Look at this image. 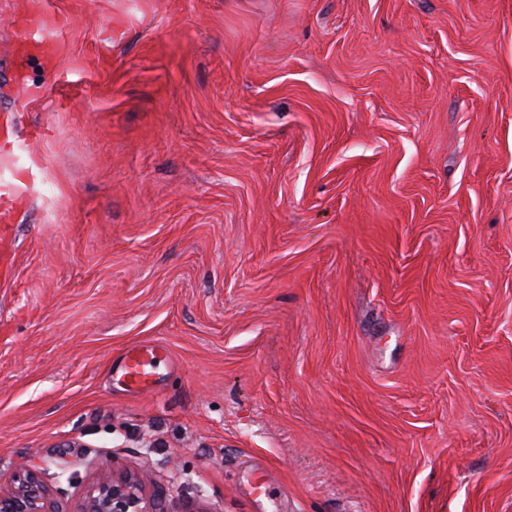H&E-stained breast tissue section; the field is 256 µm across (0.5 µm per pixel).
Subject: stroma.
Listing matches in <instances>:
<instances>
[{"label": "stroma", "mask_w": 512, "mask_h": 512, "mask_svg": "<svg viewBox=\"0 0 512 512\" xmlns=\"http://www.w3.org/2000/svg\"><path fill=\"white\" fill-rule=\"evenodd\" d=\"M26 2L0 489L512 512V0H46L56 71L15 60ZM161 347L149 342L129 348L123 356L120 380L133 396L151 393L157 381V361Z\"/></svg>", "instance_id": "35a3bbf8"}]
</instances>
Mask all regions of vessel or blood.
I'll use <instances>...</instances> for the list:
<instances>
[{"label":"vessel or blood","instance_id":"vessel-or-blood-1","mask_svg":"<svg viewBox=\"0 0 512 512\" xmlns=\"http://www.w3.org/2000/svg\"><path fill=\"white\" fill-rule=\"evenodd\" d=\"M60 25L45 10L41 0L18 18L16 50L35 57L46 68L58 66L61 47ZM10 131L0 132V276H9L14 262L15 242L12 215L18 204L36 194V177L32 167L21 164L15 153ZM161 348L146 342L129 348L122 360L120 379L133 396L151 393L157 381V361Z\"/></svg>","mask_w":512,"mask_h":512}]
</instances>
